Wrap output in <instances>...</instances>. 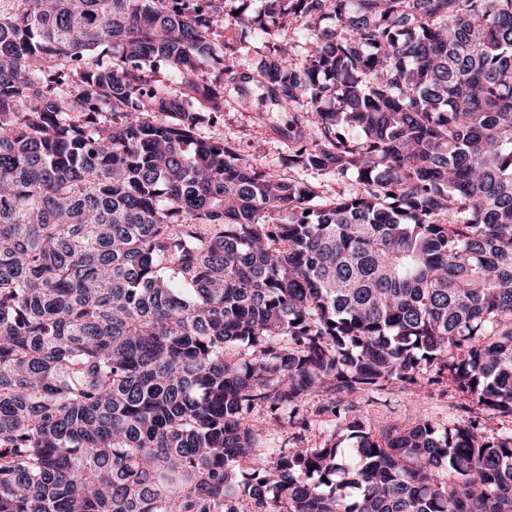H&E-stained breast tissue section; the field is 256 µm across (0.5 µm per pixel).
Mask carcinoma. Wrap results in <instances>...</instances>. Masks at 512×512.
<instances>
[{"mask_svg": "<svg viewBox=\"0 0 512 512\" xmlns=\"http://www.w3.org/2000/svg\"><path fill=\"white\" fill-rule=\"evenodd\" d=\"M443 382L512 422V0H0V512H512V427L361 414ZM224 93V112L218 121L198 125L200 136L224 140L232 144L240 158L263 173L282 178L306 176L299 170L288 167V140L275 129L288 126V112H264V123L253 118L254 112H244L236 104L232 85L227 81ZM318 190L322 192L324 196H331L336 194V192L351 193L358 189V179L357 174L354 172H350L344 176H327L322 177L318 181Z\"/></svg>", "mask_w": 512, "mask_h": 512, "instance_id": "cac0c4a2", "label": "carcinoma"}]
</instances>
